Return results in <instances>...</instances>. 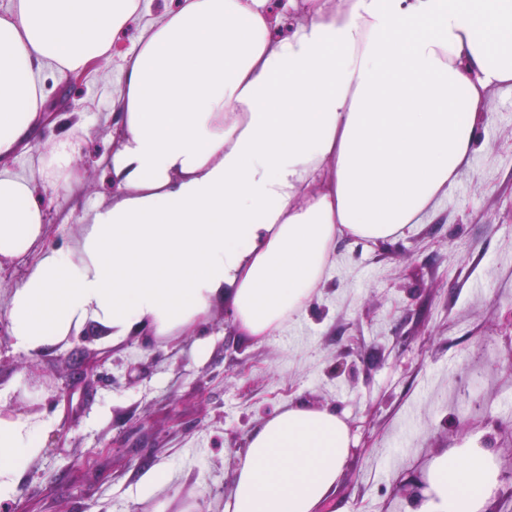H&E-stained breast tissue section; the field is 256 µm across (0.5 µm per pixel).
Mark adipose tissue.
Instances as JSON below:
<instances>
[{
  "label": "adipose tissue",
  "instance_id": "obj_1",
  "mask_svg": "<svg viewBox=\"0 0 512 512\" xmlns=\"http://www.w3.org/2000/svg\"><path fill=\"white\" fill-rule=\"evenodd\" d=\"M177 0L123 64L106 163L111 204L75 252L42 249L4 313L14 347H62L86 324L118 342L204 324L230 295L238 331L300 315L339 237L404 235L469 168L489 96L512 86V0ZM144 0H10L0 15V259L45 234L8 161L46 108L42 72L111 55ZM51 422L0 414V503ZM352 440L342 413L299 399L248 436L224 512H324ZM411 512H486L498 481L481 437L435 456Z\"/></svg>",
  "mask_w": 512,
  "mask_h": 512
}]
</instances>
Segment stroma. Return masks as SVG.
Wrapping results in <instances>:
<instances>
[{
    "label": "stroma",
    "mask_w": 512,
    "mask_h": 512,
    "mask_svg": "<svg viewBox=\"0 0 512 512\" xmlns=\"http://www.w3.org/2000/svg\"><path fill=\"white\" fill-rule=\"evenodd\" d=\"M133 45L118 38L65 118L44 121L10 161L34 184L48 245L73 246L83 215L112 199L102 158ZM67 136L77 146L66 195L40 160ZM230 308L216 302L203 328L150 346L137 334L111 346L92 329L32 358L0 335V383L53 423L7 512H151L157 498L224 512L236 444L298 398L342 411L354 442L333 512H408L401 481L478 433L512 471V87L488 98L469 169L424 223L379 245L339 239L304 312L265 341L240 336ZM77 347L106 355L87 389L70 382ZM131 362L143 365L134 380ZM124 435L153 436L149 464L113 449ZM150 464L171 477L151 500L137 493Z\"/></svg>",
    "instance_id": "1"
}]
</instances>
